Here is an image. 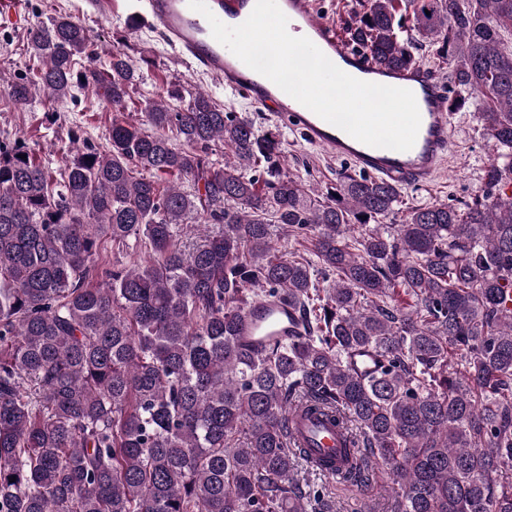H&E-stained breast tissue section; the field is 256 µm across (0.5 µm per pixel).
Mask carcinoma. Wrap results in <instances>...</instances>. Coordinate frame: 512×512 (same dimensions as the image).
<instances>
[{
  "instance_id": "carcinoma-1",
  "label": "carcinoma",
  "mask_w": 512,
  "mask_h": 512,
  "mask_svg": "<svg viewBox=\"0 0 512 512\" xmlns=\"http://www.w3.org/2000/svg\"><path fill=\"white\" fill-rule=\"evenodd\" d=\"M406 2L404 30L401 0H364L349 41L394 68L435 46L497 154L470 201L415 206L393 234L397 186L346 170L314 195L279 133L201 91L133 120L148 60L99 63L67 14L31 31L37 66L5 102L101 95L112 121L104 149L69 130L61 171L0 140V512H329L299 478L331 460L293 445L297 410L343 436L352 512L375 469L398 512H512V0ZM275 224L314 259L275 248ZM132 239L142 261L102 258ZM263 298L299 331L255 351L238 333Z\"/></svg>"
}]
</instances>
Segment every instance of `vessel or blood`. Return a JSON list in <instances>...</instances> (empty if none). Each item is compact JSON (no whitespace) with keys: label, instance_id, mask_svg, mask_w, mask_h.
<instances>
[{"label":"vessel or blood","instance_id":"b4317fda","mask_svg":"<svg viewBox=\"0 0 512 512\" xmlns=\"http://www.w3.org/2000/svg\"><path fill=\"white\" fill-rule=\"evenodd\" d=\"M207 5L223 23L237 26L249 17L255 0H207ZM278 5L288 18L289 33L309 38L344 72L363 81L413 92L421 123L411 149L401 152L366 145L319 117L216 41L206 17L192 10L188 0H144L142 12L136 13L135 18L157 27L179 49L186 65L242 93L255 110L298 131L308 144L322 149L327 156L352 162L362 173L401 185L433 181L451 150L445 80L424 65L384 73L339 38L333 23L315 9L312 0H278ZM297 320L287 304L259 300L244 312L242 333L262 339L285 337L295 332Z\"/></svg>","mask_w":512,"mask_h":512}]
</instances>
